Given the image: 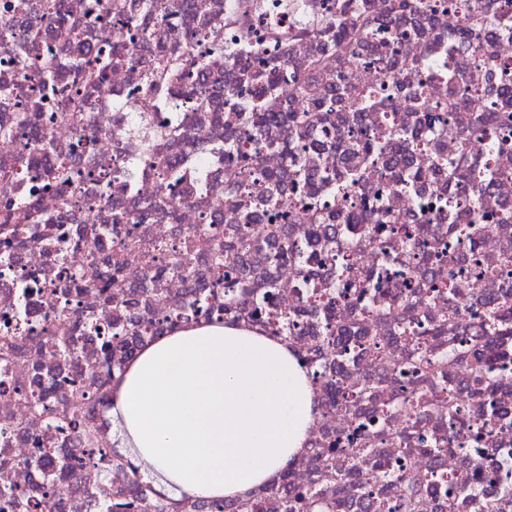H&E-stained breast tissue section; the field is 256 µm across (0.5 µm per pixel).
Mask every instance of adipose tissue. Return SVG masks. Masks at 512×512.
<instances>
[{"mask_svg": "<svg viewBox=\"0 0 512 512\" xmlns=\"http://www.w3.org/2000/svg\"><path fill=\"white\" fill-rule=\"evenodd\" d=\"M109 433L174 498L241 499L307 449L314 387L287 341L199 322L144 343L111 387Z\"/></svg>", "mask_w": 512, "mask_h": 512, "instance_id": "ef3b65f1", "label": "adipose tissue"}]
</instances>
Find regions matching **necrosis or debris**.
Here are the masks:
<instances>
[{"instance_id":"4bbe7bcc","label":"necrosis or debris","mask_w":512,"mask_h":512,"mask_svg":"<svg viewBox=\"0 0 512 512\" xmlns=\"http://www.w3.org/2000/svg\"><path fill=\"white\" fill-rule=\"evenodd\" d=\"M121 2L123 12L108 14L96 0H64L69 21L85 25L82 41L129 53L91 89L85 144L40 86L63 34L44 29L21 60L0 54V125L36 113L58 156L85 177L80 203L64 210L47 166L13 186L16 223L29 207L58 222L20 237L11 267L0 266V487L15 493L0 512H86L88 498L111 503L126 483L108 457L77 481L54 474L81 447L30 405L37 391L58 413L107 426L104 404L91 398L105 382L94 329L111 325L112 308L96 292L78 293L76 354L55 358L44 326L67 279L57 254L120 267L136 316L154 319L181 309L211 267L207 249H191V275L164 274L153 300L142 288L163 265L155 247L199 225L228 247L224 281L248 297L239 323L287 304L288 341L317 368L309 447L284 481L259 491L263 512H281L282 498L312 482L336 512H367L370 495L382 512H404L409 498L419 512H482L463 498L459 477L479 470L488 489L512 486V320L486 307L512 305V104L501 95L512 74V0H187L184 11L166 5L156 32L136 0ZM468 7L495 20L481 54L462 42ZM355 10L372 21L371 46L339 50L335 21ZM216 24L223 51L190 43ZM189 50L207 60L189 83L146 90L144 61ZM301 75L326 99L305 135L289 118L314 106L297 94ZM253 101L279 122L247 142L236 132ZM168 154L179 162L172 184L148 165ZM118 165L124 174L107 204L100 179ZM250 165L270 180L276 204L228 192ZM116 203L137 222L142 260L108 245ZM490 336L503 339L496 380L479 389L470 354ZM368 439L377 460L355 461ZM352 470L354 491L344 481Z\"/></svg>"}]
</instances>
